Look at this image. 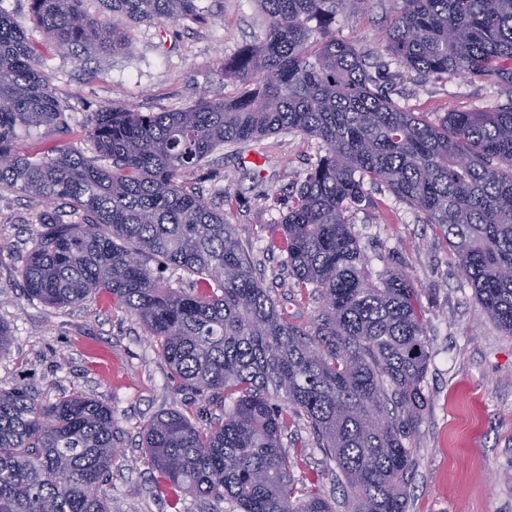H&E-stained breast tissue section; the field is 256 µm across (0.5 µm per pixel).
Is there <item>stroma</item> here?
Instances as JSON below:
<instances>
[{
    "mask_svg": "<svg viewBox=\"0 0 512 512\" xmlns=\"http://www.w3.org/2000/svg\"><path fill=\"white\" fill-rule=\"evenodd\" d=\"M199 6L213 14L211 23L133 26L130 53L45 55L43 71L68 109L71 145L91 152V117L108 106L171 112L203 94L234 95L224 63L263 40L265 17L255 0H199ZM396 8V0H352L336 17V34L375 64ZM378 83L400 106L430 121L451 110L489 111L507 102L486 81L423 79L395 66L379 74ZM320 153L319 140L281 131L221 146L207 163L181 174L236 225L258 280L289 322L307 331L315 326L321 302L295 287L276 244L277 225L293 204L294 186ZM44 209L38 198L0 188V322L13 336L0 353V387L24 385L47 402L80 394L111 405L123 446L107 486L111 512H237L231 503L154 484L142 445L148 421L174 409L202 425L215 409L176 387L138 319L100 296L65 308L24 296L19 257L41 232ZM352 222L371 273L394 256L423 290L431 358L427 403L412 433L416 465L407 512H512V335L463 286L454 254L406 203L369 187ZM310 439L306 420L290 417L281 445L292 452L307 442L304 487H321L336 512H350Z\"/></svg>",
    "mask_w": 512,
    "mask_h": 512,
    "instance_id": "35a3bbf8",
    "label": "stroma"
}]
</instances>
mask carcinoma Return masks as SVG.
<instances>
[{
  "label": "carcinoma",
  "instance_id": "carcinoma-1",
  "mask_svg": "<svg viewBox=\"0 0 512 512\" xmlns=\"http://www.w3.org/2000/svg\"><path fill=\"white\" fill-rule=\"evenodd\" d=\"M84 2L31 0L41 48L0 10V185L46 202V230L23 258L24 295L58 308L112 299L139 320L178 387L222 410L203 426L176 410L146 425L149 463L166 483L240 512H333L315 487L295 496L307 448H281L280 399L307 418L351 512H406L430 361L421 289L390 264L372 277L350 215L367 183L385 186L439 232L476 301L512 335V100L429 121L386 95L336 36L350 0H256L265 37L224 65L236 95H201L172 112L109 106L94 115V155L65 141L34 150L22 134H71L43 51L128 52L118 16L210 21L198 0H97L96 14ZM384 48L383 68L512 92V0H400ZM283 130L323 151L279 224L295 287L322 300L311 333L255 277L224 211L181 180L223 144ZM59 200L68 221L52 208ZM147 257L195 274V285L167 286ZM120 445L102 401L46 404L26 387H0V512H110Z\"/></svg>",
  "mask_w": 512,
  "mask_h": 512
}]
</instances>
